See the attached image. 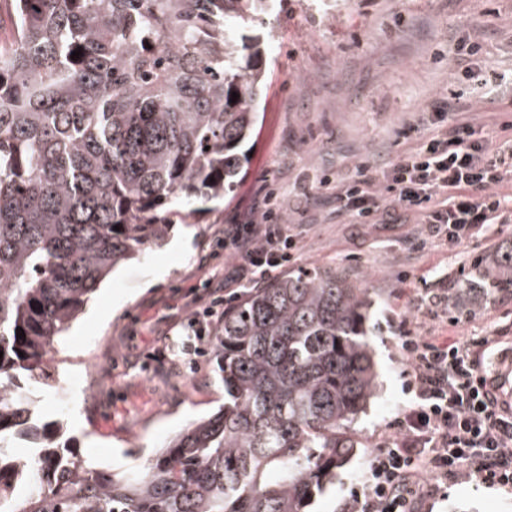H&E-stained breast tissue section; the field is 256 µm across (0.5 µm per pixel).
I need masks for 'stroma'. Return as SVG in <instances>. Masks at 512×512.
<instances>
[{"mask_svg":"<svg viewBox=\"0 0 512 512\" xmlns=\"http://www.w3.org/2000/svg\"><path fill=\"white\" fill-rule=\"evenodd\" d=\"M267 79L260 132L248 145V174L226 199L169 202L170 228L161 246L117 267L91 294L55 354L68 382L95 374L92 402L82 392H42L45 423L63 421L77 460L101 471L143 464L189 421L215 412L224 385L214 357L159 362L157 353L187 339V316L199 297L224 285L233 261L217 239L231 224L253 218L262 188L276 190L300 235L291 270L343 267L372 298L364 323L377 362L373 398L353 424L359 441L336 483L312 512H342L362 487L373 453L394 436L393 421L409 406L406 365L397 325L410 318L425 336H491L503 354V391L512 404V288L462 310L456 294L431 312L426 291L464 267L512 245V222L482 227L465 244L415 241L416 213L392 207L383 181L374 189L392 210L379 224H352L336 214L337 182L352 181L359 164L380 173L420 133L419 113L451 92L469 96L478 123L487 107L456 66L460 41L482 34L490 64L512 73V0H275L265 19ZM331 185H320L322 176ZM410 280L400 284L398 276ZM413 512H512V490L468 475L449 480Z\"/></svg>","mask_w":512,"mask_h":512,"instance_id":"35a3bbf8","label":"stroma"}]
</instances>
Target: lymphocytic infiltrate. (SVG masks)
<instances>
[{
	"label": "lymphocytic infiltrate",
	"mask_w": 512,
	"mask_h": 512,
	"mask_svg": "<svg viewBox=\"0 0 512 512\" xmlns=\"http://www.w3.org/2000/svg\"><path fill=\"white\" fill-rule=\"evenodd\" d=\"M469 111V102L459 95L436 100L416 123L425 133L420 147L405 152L381 176L363 165L357 179L337 184L339 213L358 224L377 223L383 204L374 185L381 180L439 240L460 244L477 225L499 223L512 207V193L501 191L512 181V120L491 118L488 132L481 134ZM257 212L248 223L230 225L219 240L236 259L233 287L210 295L202 310L191 313L196 356L206 355L212 322L244 290L295 259L297 237L274 195L264 193ZM398 333L407 365L403 390L411 404L394 421L397 437L374 453L350 512H409V503L423 491L437 493L439 483L467 466L481 483L511 488L512 410L500 395L495 361L477 357L478 349L493 347V338L421 336L406 317Z\"/></svg>",
	"instance_id": "obj_1"
}]
</instances>
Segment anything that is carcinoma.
<instances>
[{
  "instance_id": "cac0c4a2",
  "label": "carcinoma",
  "mask_w": 512,
  "mask_h": 512,
  "mask_svg": "<svg viewBox=\"0 0 512 512\" xmlns=\"http://www.w3.org/2000/svg\"><path fill=\"white\" fill-rule=\"evenodd\" d=\"M11 5L13 40L0 46V512H308L354 455L346 429L374 392L368 289L342 268L278 277L224 312V406L141 470L107 474L66 456L34 392L56 380L52 353L98 283L165 239L164 202L224 197L246 176L241 148L264 82L260 37L247 31L271 0ZM508 286L512 246L476 265L458 298L472 305V292L488 300Z\"/></svg>"
}]
</instances>
